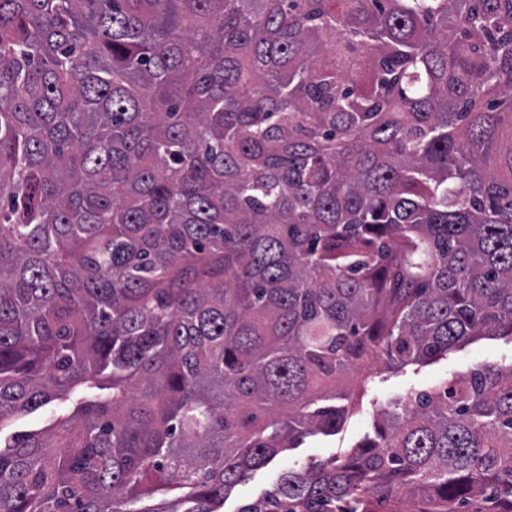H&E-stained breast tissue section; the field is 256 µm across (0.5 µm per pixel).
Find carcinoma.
Listing matches in <instances>:
<instances>
[{
    "label": "carcinoma",
    "instance_id": "1",
    "mask_svg": "<svg viewBox=\"0 0 512 512\" xmlns=\"http://www.w3.org/2000/svg\"><path fill=\"white\" fill-rule=\"evenodd\" d=\"M505 100L512 0H0V512H221L512 337ZM375 433L238 512H512V364ZM509 365L512 363V341L481 339L431 364H411L401 369H387L381 363L370 371L360 390L359 405L336 435L316 434L306 437L298 448L279 455L268 466L253 472L224 501L223 512H236L247 503L262 497L288 470H301L352 449L369 436L374 437V424L380 413L408 392L430 391L478 363Z\"/></svg>",
    "mask_w": 512,
    "mask_h": 512
}]
</instances>
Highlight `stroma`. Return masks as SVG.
<instances>
[{"label": "stroma", "mask_w": 512, "mask_h": 512, "mask_svg": "<svg viewBox=\"0 0 512 512\" xmlns=\"http://www.w3.org/2000/svg\"><path fill=\"white\" fill-rule=\"evenodd\" d=\"M512 363V341L481 339L449 351L431 364H411L400 369L375 365L360 390L359 405L339 433L306 437L299 447L279 455L268 466L253 472L224 502V512H237L262 497L288 470H301L313 463L352 449L373 436L381 412L408 392L430 391L479 363Z\"/></svg>", "instance_id": "1"}]
</instances>
